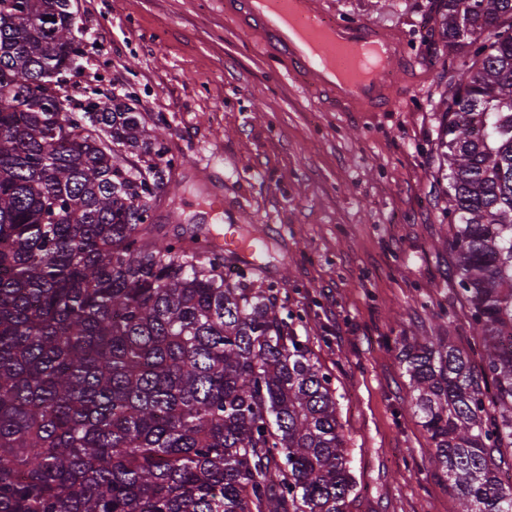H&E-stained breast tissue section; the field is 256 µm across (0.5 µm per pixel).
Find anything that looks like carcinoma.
Wrapping results in <instances>:
<instances>
[{
  "instance_id": "obj_1",
  "label": "carcinoma",
  "mask_w": 512,
  "mask_h": 512,
  "mask_svg": "<svg viewBox=\"0 0 512 512\" xmlns=\"http://www.w3.org/2000/svg\"><path fill=\"white\" fill-rule=\"evenodd\" d=\"M456 284L478 342L397 336L457 512H512V0H440ZM71 0H0V512H347L336 389L278 283L154 223L166 140L59 92ZM122 146L127 154L116 150Z\"/></svg>"
}]
</instances>
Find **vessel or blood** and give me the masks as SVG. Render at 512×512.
Returning a JSON list of instances; mask_svg holds the SVG:
<instances>
[{"instance_id": "1", "label": "vessel or blood", "mask_w": 512, "mask_h": 512, "mask_svg": "<svg viewBox=\"0 0 512 512\" xmlns=\"http://www.w3.org/2000/svg\"><path fill=\"white\" fill-rule=\"evenodd\" d=\"M327 0H224V16L255 35L259 49L283 61L287 73L331 108L382 112L394 105L389 76L413 69L393 34L376 24L330 16ZM207 215L215 229L212 243L246 260L257 242L240 239L237 224L224 219V195L217 192Z\"/></svg>"}]
</instances>
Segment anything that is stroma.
<instances>
[{
    "mask_svg": "<svg viewBox=\"0 0 512 512\" xmlns=\"http://www.w3.org/2000/svg\"><path fill=\"white\" fill-rule=\"evenodd\" d=\"M341 19L395 30L417 65L387 112H332L225 19L222 0H73L83 32L69 98L163 119L183 158L167 191L202 223L197 165L224 175V211L266 239L264 276L303 316L336 387L356 487L348 512H457L427 459L395 336L475 341L458 293L437 103L461 67L427 23L437 0H328Z\"/></svg>",
    "mask_w": 512,
    "mask_h": 512,
    "instance_id": "stroma-1",
    "label": "stroma"
}]
</instances>
